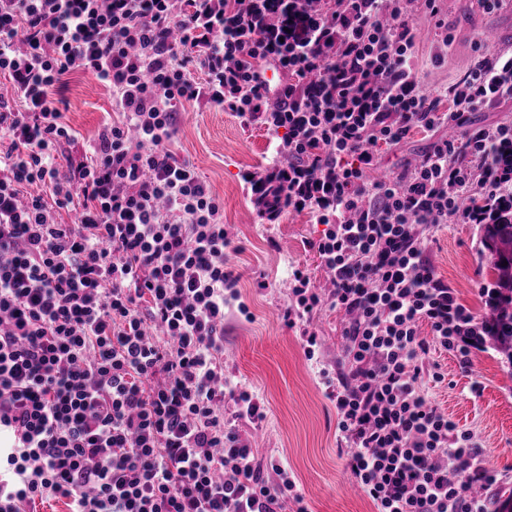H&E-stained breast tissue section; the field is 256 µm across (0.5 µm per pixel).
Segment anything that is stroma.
Wrapping results in <instances>:
<instances>
[{
    "label": "stroma",
    "instance_id": "obj_1",
    "mask_svg": "<svg viewBox=\"0 0 512 512\" xmlns=\"http://www.w3.org/2000/svg\"><path fill=\"white\" fill-rule=\"evenodd\" d=\"M445 26L435 28L417 16L416 63L424 90L449 108L447 90L480 60L498 53L495 44L477 43V34L493 20L512 21V0L497 13L480 0H437ZM68 101L65 121L86 140L96 136L112 110V90L84 74L62 79ZM271 135L244 124L234 113L211 104H185L178 117L173 151L190 161L212 192L224 203V223L233 239L224 259L239 276L237 288L249 316L231 311L224 320V378L245 386L264 403V417L253 429L258 458L288 468L312 512H375L371 501L352 484L337 452V417L314 367L307 361L300 331L280 317L288 303V271L304 266L321 291H329L318 254L310 244L322 225L306 213L287 214L281 223H263L242 179L244 170L263 169L271 158ZM430 142L416 133L393 147L378 149L379 174L400 171L420 158ZM438 273L461 302L482 312L478 293L493 283L492 257L471 224L442 226L428 248ZM444 379L427 382L431 401L457 425L473 433L488 465L499 474L512 473V376L494 349L477 353L461 368L451 352L433 350ZM480 393H473V384Z\"/></svg>",
    "mask_w": 512,
    "mask_h": 512
}]
</instances>
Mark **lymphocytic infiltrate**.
Here are the masks:
<instances>
[{
	"label": "lymphocytic infiltrate",
	"mask_w": 512,
	"mask_h": 512,
	"mask_svg": "<svg viewBox=\"0 0 512 512\" xmlns=\"http://www.w3.org/2000/svg\"><path fill=\"white\" fill-rule=\"evenodd\" d=\"M321 2L0 0V512H309L287 469L224 424L228 399L238 422L264 413L224 380L238 277L223 203L172 150L191 102L272 134L273 162L242 174L266 223L325 227L312 247L333 288L292 268L282 319L311 359L314 313L348 316L320 375L351 479L376 512H491L497 474L424 384L440 377L432 347L467 368L498 329L428 246L444 224H512V125L473 120L512 101V53L479 62L443 111L414 55L416 13L444 26L436 0ZM268 64L287 83L268 85ZM72 72L115 95L89 141L49 94ZM417 130L435 138L414 168L370 179L377 146Z\"/></svg>",
	"instance_id": "f902f5d3"
}]
</instances>
